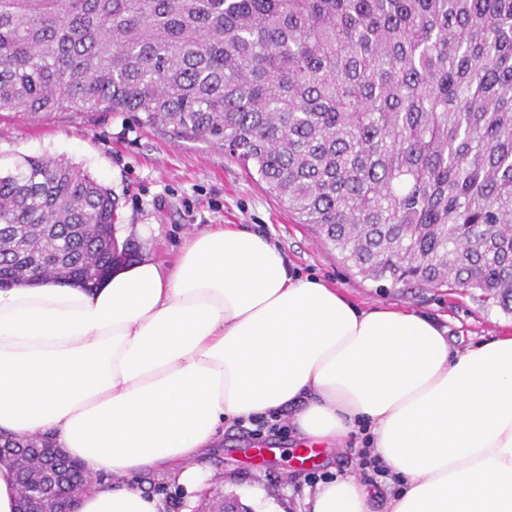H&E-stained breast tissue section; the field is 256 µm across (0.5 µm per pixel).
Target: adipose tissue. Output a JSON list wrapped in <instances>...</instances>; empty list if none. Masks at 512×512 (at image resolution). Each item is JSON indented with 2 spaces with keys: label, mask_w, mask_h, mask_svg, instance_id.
<instances>
[{
  "label": "adipose tissue",
  "mask_w": 512,
  "mask_h": 512,
  "mask_svg": "<svg viewBox=\"0 0 512 512\" xmlns=\"http://www.w3.org/2000/svg\"><path fill=\"white\" fill-rule=\"evenodd\" d=\"M287 409L320 446L367 427L391 512H512V336L452 350L433 318L359 309L241 227L91 288L0 289V437L49 434L82 463L77 512H165L144 477L200 490L225 422ZM306 504L372 512L355 476Z\"/></svg>",
  "instance_id": "adipose-tissue-1"
}]
</instances>
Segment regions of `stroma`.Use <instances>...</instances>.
<instances>
[{
    "label": "stroma",
    "instance_id": "35a3bbf8",
    "mask_svg": "<svg viewBox=\"0 0 512 512\" xmlns=\"http://www.w3.org/2000/svg\"><path fill=\"white\" fill-rule=\"evenodd\" d=\"M27 157L69 161L110 188L119 200L117 238L134 239L142 257L171 263L192 235L234 224L263 234L295 274L342 288L360 308H405L432 317L446 329L452 349L512 333V315L484 301L480 291L395 288L355 274L312 225L299 223L223 146L109 112L1 113L0 170ZM300 442L293 424L259 436L225 427L208 459L211 474L204 486L237 499L248 512H266L271 505L277 512H305L306 471L293 459ZM257 446L269 450L259 469L248 459Z\"/></svg>",
    "mask_w": 512,
    "mask_h": 512
}]
</instances>
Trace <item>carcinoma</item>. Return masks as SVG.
I'll use <instances>...</instances> for the list:
<instances>
[{
	"label": "carcinoma",
	"mask_w": 512,
	"mask_h": 512,
	"mask_svg": "<svg viewBox=\"0 0 512 512\" xmlns=\"http://www.w3.org/2000/svg\"><path fill=\"white\" fill-rule=\"evenodd\" d=\"M0 112L222 144L363 278L512 313V0H0ZM117 208L69 162L0 174V288L133 259Z\"/></svg>",
	"instance_id": "cac0c4a2"
}]
</instances>
